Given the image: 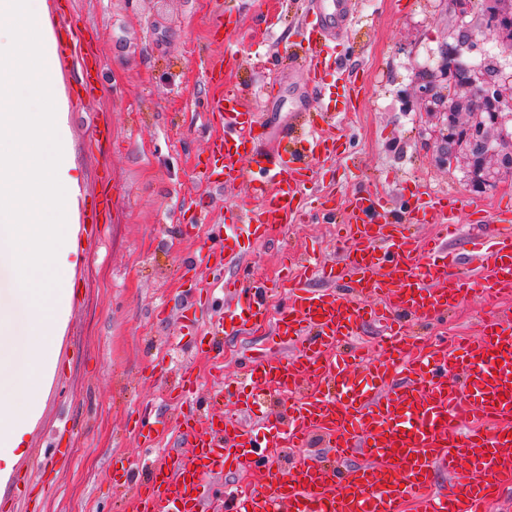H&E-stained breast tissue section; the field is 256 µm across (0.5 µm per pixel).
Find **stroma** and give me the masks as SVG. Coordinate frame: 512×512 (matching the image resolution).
<instances>
[{
  "label": "stroma",
  "mask_w": 512,
  "mask_h": 512,
  "mask_svg": "<svg viewBox=\"0 0 512 512\" xmlns=\"http://www.w3.org/2000/svg\"><path fill=\"white\" fill-rule=\"evenodd\" d=\"M46 20L57 35L76 31L97 59L100 80L84 94L75 68L58 63L53 85L64 95L79 194L73 222L74 298L62 332L58 371L24 454L0 487V512H126L132 487H113L114 454L138 464L145 447L135 419L148 412L161 448L189 454L176 429L188 404L169 398L183 372L197 377L199 398L214 412L236 416L233 398L217 390L244 373L245 356L274 357L281 350L268 329L220 336L211 357L182 332L184 301L203 287L205 270L193 256L216 243L211 225L250 191V182L205 190L203 164L209 133L201 114L216 93L207 75L224 59V38L214 25L224 12L241 13L234 42L239 68L230 84L258 102L267 73L257 55H284L310 20L307 0H50ZM353 22L340 61L358 91L349 111L325 131L341 135L336 157L317 166L312 188L343 199L384 191L392 210L409 215L415 189L462 197L453 246L468 257L474 209L512 203V176L474 188L466 162L437 160L441 140L414 88L415 77L434 79L444 49L455 48L458 15L448 0H351ZM475 45L462 58L476 67L512 73L497 56L478 12H471ZM316 97L298 68H283L261 111L268 146L292 120L291 110ZM112 129L111 141L98 130ZM112 186V211L91 226L82 217ZM313 251L342 259L335 225L317 216L275 232L246 256L254 280L274 284L283 254ZM495 313L473 295L447 318L419 326L435 339L474 336ZM69 449L62 459L60 449Z\"/></svg>",
  "instance_id": "1"
}]
</instances>
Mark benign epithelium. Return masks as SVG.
<instances>
[{"label":"benign epithelium","instance_id":"obj_1","mask_svg":"<svg viewBox=\"0 0 512 512\" xmlns=\"http://www.w3.org/2000/svg\"><path fill=\"white\" fill-rule=\"evenodd\" d=\"M450 55L443 53L437 67L440 77L448 81V93L452 103H447L445 95L436 91L432 82L419 85L426 111L436 116L445 126L462 129L465 138L448 139L452 148L444 149L440 161L452 165L460 159L468 161L474 184L484 187L497 176V171L509 173L504 160L512 155V136L508 134L506 122L512 121V79L501 78L498 73L485 69H475L466 78L454 74V64ZM479 94L491 104L487 117L475 123L472 112L474 94Z\"/></svg>","mask_w":512,"mask_h":512}]
</instances>
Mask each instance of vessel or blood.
I'll return each mask as SVG.
<instances>
[{"label": "vessel or blood", "mask_w": 512, "mask_h": 512, "mask_svg": "<svg viewBox=\"0 0 512 512\" xmlns=\"http://www.w3.org/2000/svg\"><path fill=\"white\" fill-rule=\"evenodd\" d=\"M312 16L301 33L310 50L304 83L318 90L325 72L338 68L348 0H312ZM60 55L79 64L85 88L94 87L96 65L85 60L79 37L63 42ZM329 118L322 104L301 105L294 127L269 152L261 146L268 129L244 90H225L205 114L206 123L223 128L211 156L225 186L248 179L258 194L229 205L228 219L213 228L224 252L208 273L236 296L234 309L205 325L189 321L186 329L236 335L265 325L287 352L250 361L248 388L224 384L244 410L259 409L256 424L205 407L184 415L179 434L193 453L148 457L133 512H210L208 479L252 466L258 483L246 493L226 491L224 512H403L408 502L420 512H487L501 490L512 489V312L495 314L480 336L458 343H412L402 324L446 316L476 292L492 306L512 294V207H497L494 227L480 237L465 271L450 259L447 243L423 245L411 231L415 222L451 223L459 197L417 194L408 221L390 217L382 195L355 193L342 206L322 207L327 220L345 216L351 244L343 262L284 259L287 304L274 306L262 282L244 287L225 275L246 245L265 241L307 207L315 162L339 150L337 139L322 133ZM315 277L322 287H311ZM367 320L381 329L376 361L341 349ZM274 394L287 398L286 416L262 411ZM316 441L325 454L295 459L286 470L268 454ZM464 463L476 480L457 479ZM439 474L448 478L440 490Z\"/></svg>", "instance_id": "b4317fda"}]
</instances>
